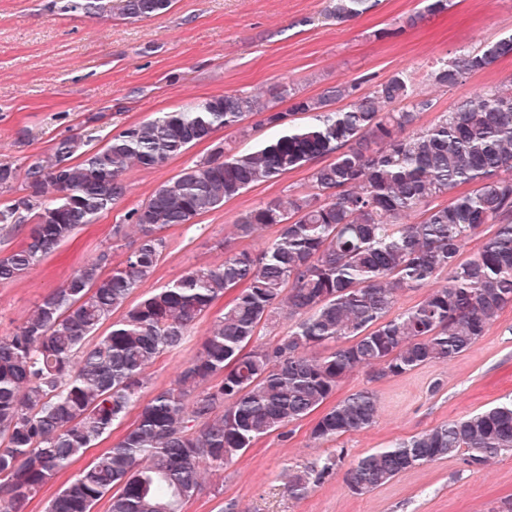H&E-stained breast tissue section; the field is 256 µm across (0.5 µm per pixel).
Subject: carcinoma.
Wrapping results in <instances>:
<instances>
[{
    "label": "carcinoma",
    "instance_id": "carcinoma-1",
    "mask_svg": "<svg viewBox=\"0 0 512 512\" xmlns=\"http://www.w3.org/2000/svg\"><path fill=\"white\" fill-rule=\"evenodd\" d=\"M64 12L100 16L110 0H53ZM175 0H123L122 15L166 13ZM450 0H423L404 25L448 10ZM376 0H331L338 23L368 13ZM512 58L503 33L451 60L431 79L452 86L468 73ZM401 69L359 93L343 81L317 96L288 83L268 96L227 93L162 112L87 148L80 135L58 140L25 169L27 195L0 207V231L30 213L28 242L0 257V284L16 280L126 193L133 167L158 168L222 129L249 135L244 121L276 131L254 149L210 156L160 184L125 226L139 236L119 266L107 251L87 260L0 338V503L40 491L112 431L130 410L135 422L118 442L86 464L48 501L46 512H92L111 494L109 512H182L203 473L241 455L268 434L288 436L357 369L376 379L428 363H447L471 348L512 305V89L498 85L441 112L413 90ZM288 103L286 110L279 109ZM342 102L344 106L336 107ZM307 118L297 124V117ZM306 167L313 192L290 193L239 215L235 234L278 227L259 252L236 251L214 268H198L141 299L128 300L150 278L166 247L160 232L189 224L243 191ZM474 237L476 255L462 258ZM445 279L441 288L429 284ZM428 288L398 310L402 293ZM238 293L214 321L196 357L146 403V369L180 348L192 324L232 289ZM123 311L120 319L112 315ZM285 314L288 333L245 351L261 325ZM109 324L106 333L98 330ZM374 392L356 391L322 412L310 435L333 441L371 427ZM512 454V398L440 424L360 457L345 484L361 494L440 459L486 466ZM336 466L288 478L302 498Z\"/></svg>",
    "mask_w": 512,
    "mask_h": 512
}]
</instances>
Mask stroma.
I'll list each match as a JSON object with an SVG mask.
<instances>
[{
    "label": "stroma",
    "mask_w": 512,
    "mask_h": 512,
    "mask_svg": "<svg viewBox=\"0 0 512 512\" xmlns=\"http://www.w3.org/2000/svg\"><path fill=\"white\" fill-rule=\"evenodd\" d=\"M50 2L0 0V164L20 171L58 139L79 134L95 149L157 113L236 91L263 92L284 80L308 96L339 81L360 83L366 92L372 83L407 68L415 92L436 103L435 112L422 114L424 126L436 111L452 110L488 85L512 83V58L447 88L429 78L437 59L511 31L512 0H451L447 11L405 31L401 21L419 9L421 0H378L370 12L343 24L325 20L329 0H175L168 12L135 22L116 9L93 17L53 10ZM267 135L260 129L244 140L234 130H221L162 167L131 170L125 196L111 209L21 278L0 284V337L13 332L43 296L99 252L109 251L112 264H120L137 235L131 231L118 241L116 225L161 183L207 157L214 142L236 153ZM311 190L307 169H298L246 190L191 223L164 229L162 257L131 302L192 269L222 265L226 249L263 248L275 237V228L240 239L234 232L236 218L276 197ZM224 306V300H217L182 347L148 367L143 399L169 386L194 358ZM366 388L379 401L371 427L318 443L310 437L314 420L309 417L292 424L288 438L263 436L224 470H207L185 512H220L230 502L237 512H491L512 498L511 454L482 469L465 467L455 458L438 460L362 494L350 492L344 483L346 471L365 454L512 395V306L448 363H429L380 380L357 370L339 384L333 398ZM329 456L337 461L334 474L305 497L291 495L289 472Z\"/></svg>",
    "instance_id": "obj_1"
}]
</instances>
